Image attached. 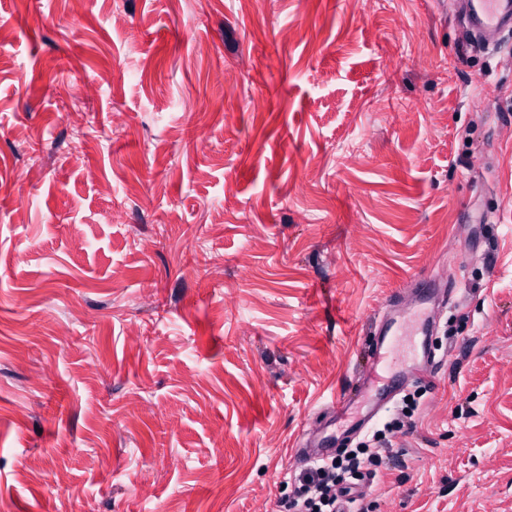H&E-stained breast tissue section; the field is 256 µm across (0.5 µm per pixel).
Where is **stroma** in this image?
Here are the masks:
<instances>
[{"instance_id": "stroma-1", "label": "stroma", "mask_w": 512, "mask_h": 512, "mask_svg": "<svg viewBox=\"0 0 512 512\" xmlns=\"http://www.w3.org/2000/svg\"><path fill=\"white\" fill-rule=\"evenodd\" d=\"M449 276L372 512H512V34L440 0H0V512H279ZM364 382L359 384L356 388H351L349 391L333 396L326 409L330 410L332 418L336 421V415L343 419L349 415V411L354 407L355 403H359L363 397ZM336 431L324 435L317 443L308 444L304 437L298 448H291V459L300 462L327 459L335 454Z\"/></svg>"}]
</instances>
